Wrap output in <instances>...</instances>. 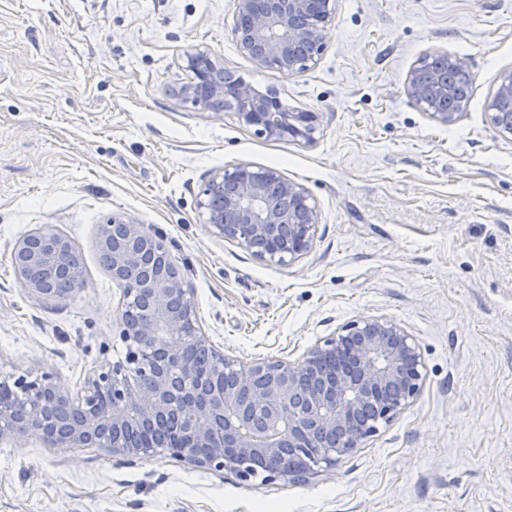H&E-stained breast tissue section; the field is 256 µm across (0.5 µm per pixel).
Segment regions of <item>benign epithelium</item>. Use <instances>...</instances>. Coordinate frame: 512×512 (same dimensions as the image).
<instances>
[{"label":"benign epithelium","instance_id":"benign-epithelium-1","mask_svg":"<svg viewBox=\"0 0 512 512\" xmlns=\"http://www.w3.org/2000/svg\"><path fill=\"white\" fill-rule=\"evenodd\" d=\"M336 15V0H234L233 31L240 52L257 68L293 75L316 64ZM194 74L180 95L239 120L271 139L311 143L315 112H286L272 93L251 84L224 85V67L207 52L186 55ZM427 55L409 72L408 96L431 118L454 124L466 111L434 109L428 89L448 94V79L427 68ZM459 82L472 81L461 61L445 56ZM491 122L512 140V69L499 74L488 102ZM198 202L212 233L255 250L266 261L289 263L312 245L320 212L302 184L274 168L241 164L215 173ZM112 282L123 289L120 335L129 342L123 363L90 377L74 398L49 375L0 381V440L36 436L67 448L102 447L115 455L169 454L191 464L262 481L300 480L333 469L391 422L418 394L423 363L412 336L385 318H364L312 348L295 365L281 360L242 363L212 351L189 289L162 239L142 224L114 218L102 225ZM69 240L37 229L14 246L11 262L38 301L63 296L50 284L82 282L68 262ZM192 344L224 364V375L188 370Z\"/></svg>","mask_w":512,"mask_h":512}]
</instances>
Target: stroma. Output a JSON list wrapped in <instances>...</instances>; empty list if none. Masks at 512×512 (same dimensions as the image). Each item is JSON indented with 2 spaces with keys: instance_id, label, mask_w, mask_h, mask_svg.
<instances>
[{
  "instance_id": "stroma-1",
  "label": "stroma",
  "mask_w": 512,
  "mask_h": 512,
  "mask_svg": "<svg viewBox=\"0 0 512 512\" xmlns=\"http://www.w3.org/2000/svg\"><path fill=\"white\" fill-rule=\"evenodd\" d=\"M232 16L233 0H0V380L47 374L77 395L124 361L123 294L97 245L121 217L162 238L219 354L295 363L386 318L420 349L421 391L295 482L5 439L0 512H512V141L486 108L512 69V0H337L317 64L291 76L241 54ZM197 49L284 110L318 113L314 143L183 100ZM433 53L473 75L450 127L406 93ZM240 164L310 191L307 254L267 262L202 224L211 175ZM40 226L82 258L60 301L31 299L11 265Z\"/></svg>"
}]
</instances>
